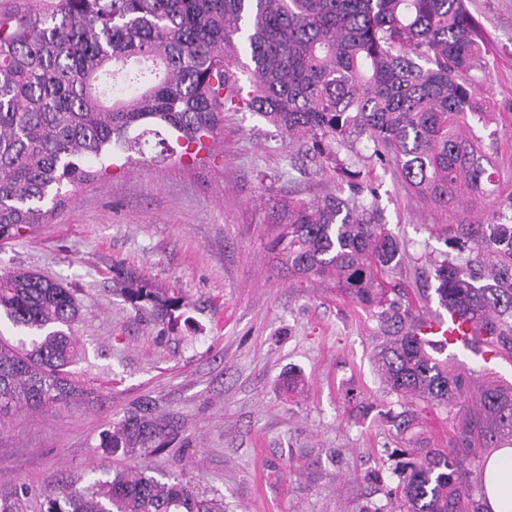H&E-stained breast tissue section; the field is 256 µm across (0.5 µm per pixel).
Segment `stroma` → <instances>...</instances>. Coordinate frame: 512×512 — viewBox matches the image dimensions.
Wrapping results in <instances>:
<instances>
[{"label": "stroma", "instance_id": "1", "mask_svg": "<svg viewBox=\"0 0 512 512\" xmlns=\"http://www.w3.org/2000/svg\"><path fill=\"white\" fill-rule=\"evenodd\" d=\"M482 35L477 75L490 115L469 124L512 195V0H465ZM214 160L131 165L77 188L49 223L0 245V272L40 271L77 288L82 348L76 370L95 393L0 425V488L26 486L23 512L45 488L80 487L105 469H140L224 497L225 512H399L392 493L404 439L382 419L399 410L374 362L377 322L331 284L279 272L265 243L286 200L337 193L335 179L302 164L275 129L248 112L224 115ZM339 157L368 172L375 203L407 252L402 280L420 312H439L426 274L449 252L446 217L361 144ZM183 297V319L155 320L113 294L115 270ZM305 381L286 393V376ZM164 411L165 448L104 451L112 422L139 400ZM370 406L351 417L352 401Z\"/></svg>", "mask_w": 512, "mask_h": 512}]
</instances>
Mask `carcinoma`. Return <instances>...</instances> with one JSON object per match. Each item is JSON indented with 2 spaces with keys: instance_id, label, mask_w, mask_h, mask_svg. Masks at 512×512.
Here are the masks:
<instances>
[{
  "instance_id": "carcinoma-1",
  "label": "carcinoma",
  "mask_w": 512,
  "mask_h": 512,
  "mask_svg": "<svg viewBox=\"0 0 512 512\" xmlns=\"http://www.w3.org/2000/svg\"><path fill=\"white\" fill-rule=\"evenodd\" d=\"M478 38L464 0H48L0 16V242L64 208L112 159L144 157L152 139L156 163L213 157L224 113L251 112L352 196L375 191L338 150L364 142L444 211L442 235L468 255L433 262L438 303L487 324L512 357V225L501 223L512 196L499 200L495 160L465 133L468 114L483 111ZM476 210L486 215L479 224ZM266 249L288 276L329 280L372 312L381 382L406 401L387 422L418 427L416 400L453 412L448 447L410 445L402 512H487V460L512 447V385L477 384L415 336L418 297L391 282L405 254L375 203L285 202ZM112 292L162 321L180 308L128 272ZM80 309L75 290L52 278L0 273V319L27 338H0V420L91 394L74 370ZM157 409L152 399L133 404L104 448L161 447ZM27 494L1 490L0 512H22ZM45 499L44 512H224V497L143 471L51 487Z\"/></svg>"
}]
</instances>
